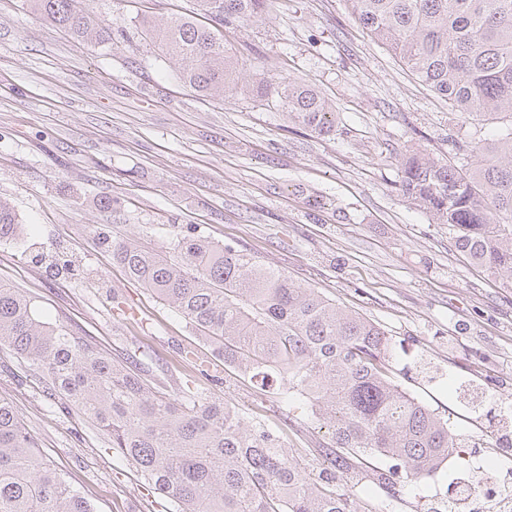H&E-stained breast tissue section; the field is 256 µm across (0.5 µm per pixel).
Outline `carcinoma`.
I'll list each match as a JSON object with an SVG mask.
<instances>
[{
    "mask_svg": "<svg viewBox=\"0 0 512 512\" xmlns=\"http://www.w3.org/2000/svg\"><path fill=\"white\" fill-rule=\"evenodd\" d=\"M31 13L79 42L103 44L76 0H27ZM196 15L141 32L178 64L179 80L203 96L232 97L238 59L224 44V25L261 13L270 0H194ZM352 13L433 92L479 121L508 122L491 142H451L442 160L405 156L398 186L434 224L448 226L454 247L512 288V0H347ZM288 119L320 135L336 112L313 88L260 80ZM19 219L0 202V239ZM176 257L128 242L112 243L127 276L175 308L256 388L311 409L329 441L312 449L329 467L312 477L276 427L235 405L177 394L137 372V361L113 360L87 338L37 318L27 293L0 283V346L45 375L64 400L108 438L112 453L134 464L175 512H383L357 486L375 484L392 497L397 465L406 478L437 472L465 444L437 412L394 384L390 340L372 321L317 289L252 261L244 251L202 236H178ZM373 457L395 461L366 469ZM0 512H93L81 491L39 453L13 408L0 402Z\"/></svg>",
    "mask_w": 512,
    "mask_h": 512,
    "instance_id": "carcinoma-1",
    "label": "carcinoma"
}]
</instances>
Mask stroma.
Masks as SVG:
<instances>
[{"label":"stroma","instance_id":"35a3bbf8","mask_svg":"<svg viewBox=\"0 0 512 512\" xmlns=\"http://www.w3.org/2000/svg\"><path fill=\"white\" fill-rule=\"evenodd\" d=\"M79 2L111 25V43L76 42L26 0H0V200L26 229L0 241V283L27 291L44 320L111 357L137 355L170 391L258 412L304 456L329 438L308 405H284L226 369L101 244L166 250L177 233L211 237L379 324L396 383L480 440L434 475L398 482L393 512H436L461 468L512 454V288L456 252L447 226L430 223L397 185L409 151L444 158L449 141L492 138L496 124L455 113L347 0H271L226 25L240 64L226 101L184 86L174 61L133 25L143 14L188 13L193 0ZM263 78L313 86L337 113L335 132L317 135L258 98L252 85ZM0 400L94 512H174L5 348Z\"/></svg>","mask_w":512,"mask_h":512}]
</instances>
